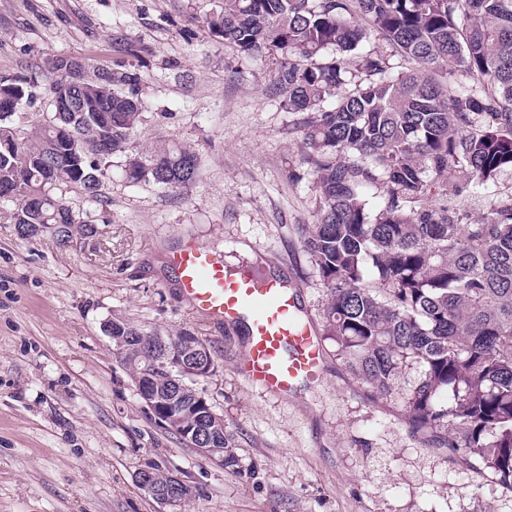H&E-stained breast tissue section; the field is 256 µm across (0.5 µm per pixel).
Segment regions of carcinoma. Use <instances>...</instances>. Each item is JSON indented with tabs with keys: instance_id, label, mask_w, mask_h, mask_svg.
I'll return each instance as SVG.
<instances>
[{
	"instance_id": "obj_1",
	"label": "carcinoma",
	"mask_w": 512,
	"mask_h": 512,
	"mask_svg": "<svg viewBox=\"0 0 512 512\" xmlns=\"http://www.w3.org/2000/svg\"><path fill=\"white\" fill-rule=\"evenodd\" d=\"M203 24L244 57L269 54L270 95L300 115L317 215L298 233L329 291L324 335L381 396L417 365L401 396L410 428L512 492V202L463 222L477 188L512 173V0H221ZM373 31L416 68L396 75L364 50ZM55 69L52 120L33 132L13 117L35 77H0V204L21 235L94 233L54 190L98 197L114 156L130 181L193 179L192 151L131 147L145 108L136 72ZM459 71L472 83L440 80ZM371 187L383 189L374 208ZM112 330L133 374L197 421L160 337L119 317Z\"/></svg>"
}]
</instances>
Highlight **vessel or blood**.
Returning a JSON list of instances; mask_svg holds the SVG:
<instances>
[{
  "instance_id": "1",
  "label": "vessel or blood",
  "mask_w": 512,
  "mask_h": 512,
  "mask_svg": "<svg viewBox=\"0 0 512 512\" xmlns=\"http://www.w3.org/2000/svg\"><path fill=\"white\" fill-rule=\"evenodd\" d=\"M171 266L182 296L197 312L218 321L249 319L241 366L249 381L283 397L296 394L300 385L322 382V350L286 281L261 279L246 268L229 273L216 254L199 244L173 253Z\"/></svg>"
}]
</instances>
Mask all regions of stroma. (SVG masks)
I'll return each mask as SVG.
<instances>
[{
    "instance_id": "1",
    "label": "stroma",
    "mask_w": 512,
    "mask_h": 512,
    "mask_svg": "<svg viewBox=\"0 0 512 512\" xmlns=\"http://www.w3.org/2000/svg\"><path fill=\"white\" fill-rule=\"evenodd\" d=\"M217 0H0V77L40 75L14 120L52 111L53 63L86 76L123 64L145 102L138 148L190 149L196 177L171 189L126 179L122 157L101 194L61 187L93 235L22 237L0 216V512H170L138 473L156 466L198 491L181 512H512V493L416 434L396 394L375 396L324 341V379L281 398L238 366L246 335L179 293L172 254L191 241L227 266L288 278L322 326L329 295L297 228L316 219L297 115L266 94L271 66L210 36ZM120 317L147 333L189 330L211 345L196 389L224 419L216 466L162 428L104 332Z\"/></svg>"
}]
</instances>
